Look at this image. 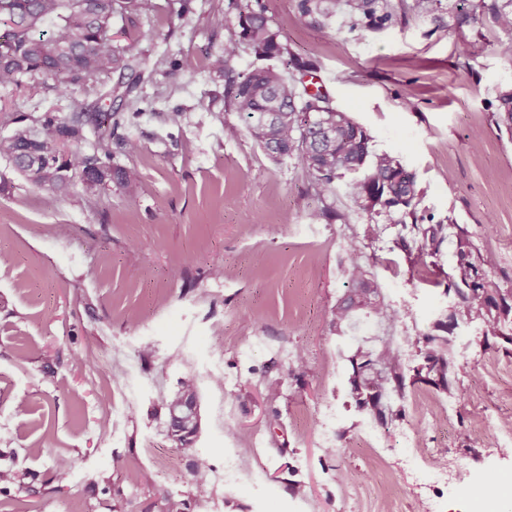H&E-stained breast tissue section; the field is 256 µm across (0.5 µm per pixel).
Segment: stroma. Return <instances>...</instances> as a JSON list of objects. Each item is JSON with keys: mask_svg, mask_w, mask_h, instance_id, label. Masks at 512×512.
Here are the masks:
<instances>
[{"mask_svg": "<svg viewBox=\"0 0 512 512\" xmlns=\"http://www.w3.org/2000/svg\"><path fill=\"white\" fill-rule=\"evenodd\" d=\"M153 3L112 29L144 60L142 82L103 74L65 91L50 81L31 92L0 86V136L21 114L107 112L114 164L140 173L136 195L78 184L51 206L0 160V470L21 476L0 494V512H69L76 498L83 512H161L169 497L184 512H290L292 481L308 512H486L464 493L489 480L501 512H512V441L476 427L485 416L512 421V343L484 342L459 320L448 340L466 343L469 360L454 366L452 416L415 405L429 386L407 388L401 418L370 449L350 393L354 340L332 323L352 240L382 295L408 313L396 330L414 367L424 334L455 305L446 288L459 249L494 253L484 283L512 292V135L492 117L496 87L512 81L495 51L500 32L452 29L444 16L381 33L317 30L300 21L297 0H252L290 51L317 63L323 92L374 149L415 172L420 214L453 222L430 257L400 245L399 213L368 218L341 185L322 197L294 160H273L244 133L225 74L209 67L224 21L237 18L230 0H191L186 14L181 0ZM228 125L240 135L225 137ZM254 213L261 223H249ZM143 345L150 358H140ZM189 374L201 427L183 447L168 436L166 400ZM328 412L343 449L324 445ZM419 449L458 465L459 480L410 474ZM235 452L250 473L228 483L224 459ZM199 455L211 465L206 500L191 482Z\"/></svg>", "mask_w": 512, "mask_h": 512, "instance_id": "35a3bbf8", "label": "stroma"}]
</instances>
